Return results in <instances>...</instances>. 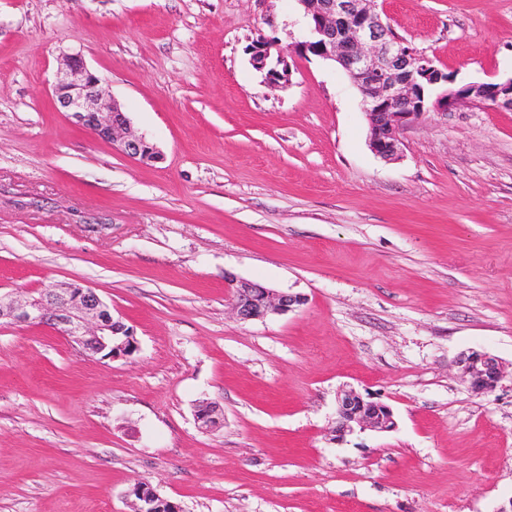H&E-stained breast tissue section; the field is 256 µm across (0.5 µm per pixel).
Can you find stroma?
I'll return each mask as SVG.
<instances>
[{
    "mask_svg": "<svg viewBox=\"0 0 512 512\" xmlns=\"http://www.w3.org/2000/svg\"><path fill=\"white\" fill-rule=\"evenodd\" d=\"M461 82L512 77V0H378ZM297 0H0V300L96 290L137 349L0 324V512H498L512 501V111L460 105L368 147L341 68L268 87L246 48ZM81 57L162 158L52 105ZM301 295L250 322L229 279ZM505 374L472 392L457 358ZM391 407L336 442V396ZM224 423L205 432L195 410ZM195 416L198 427L203 431H210L221 426L224 422V414L221 409L211 403L200 404ZM138 495L142 501L139 505V512H162L163 505L167 504L169 500L162 498L148 483L144 486L138 483L135 487Z\"/></svg>",
    "mask_w": 512,
    "mask_h": 512,
    "instance_id": "35a3bbf8",
    "label": "stroma"
}]
</instances>
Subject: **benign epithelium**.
I'll return each instance as SVG.
<instances>
[{"label":"benign epithelium","mask_w":512,"mask_h":512,"mask_svg":"<svg viewBox=\"0 0 512 512\" xmlns=\"http://www.w3.org/2000/svg\"><path fill=\"white\" fill-rule=\"evenodd\" d=\"M308 22V36L292 46L299 57L313 55L339 65L361 96L369 125V147L383 160L401 152L403 130L427 112H446L461 104H492L512 110V77L491 82H456L426 52L394 34L377 11L376 0H298ZM249 62L268 86L291 81L292 70L278 41L259 35L249 48ZM53 103L96 140L116 144L128 157L142 162L160 159L158 148L131 131L121 106L104 96L100 77L79 57L59 72ZM233 310L241 322L291 311L303 304L300 295L281 293L248 281H235ZM14 325H41L80 346L91 357L112 359L137 345L133 328L114 316L98 293L83 284L51 286L39 296L0 303V320ZM461 379L478 392L493 391L503 377L498 358L471 351L456 361ZM203 431L221 426L224 414L210 403L197 407ZM380 432L395 428L391 408L364 399L353 389L337 395L333 438L354 427ZM139 512H163L168 500L150 485L137 484Z\"/></svg>","instance_id":"1"}]
</instances>
